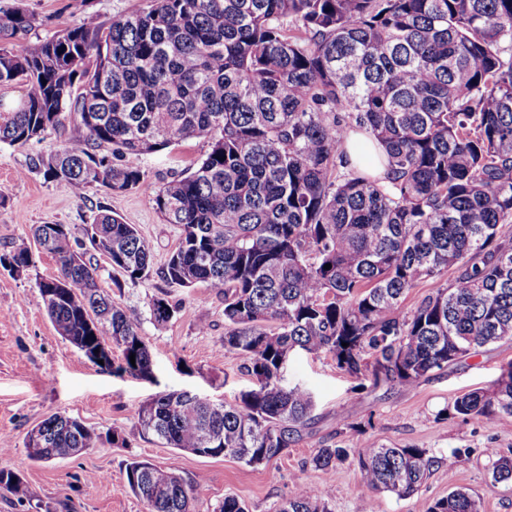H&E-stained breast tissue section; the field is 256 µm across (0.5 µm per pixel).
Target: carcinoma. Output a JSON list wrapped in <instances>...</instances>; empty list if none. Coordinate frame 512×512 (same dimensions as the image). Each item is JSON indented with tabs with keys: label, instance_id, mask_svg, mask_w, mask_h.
Instances as JSON below:
<instances>
[{
	"label": "carcinoma",
	"instance_id": "obj_1",
	"mask_svg": "<svg viewBox=\"0 0 512 512\" xmlns=\"http://www.w3.org/2000/svg\"><path fill=\"white\" fill-rule=\"evenodd\" d=\"M35 19L0 9V142L39 143L70 120L64 144L31 169L77 199L97 184L114 193L145 182L130 155L207 137L209 151L185 177L155 191L163 219L180 230L162 274L224 294V350L255 380L215 410L185 392H163L137 413L141 432L169 448L269 463L302 440L313 409L283 384L298 349L330 353L339 368L407 387L471 350L512 340V0H150L104 23L95 15L36 45ZM388 168L389 185L348 170L346 142ZM93 250L131 279L152 254L132 224L107 210L85 228ZM34 238L58 266L38 283L57 333L79 351L95 337L121 349L107 367L149 378L152 358L138 311L99 286L98 259L77 250L62 224ZM27 270L25 244L0 255ZM331 265L325 269L324 265ZM453 268L409 314L407 292ZM65 281L76 303L51 288ZM158 324L174 308L150 303ZM347 346H342V343ZM135 362H130V355ZM447 416L497 423L512 417V362L494 386L458 396ZM36 428L35 462L77 456L99 437L55 414ZM492 485L512 482V454L485 449ZM354 458L367 485L417 494L433 460L425 448H320L326 473ZM128 487L146 512H193V490L173 468L133 460ZM0 492H37L0 466ZM467 488L427 500L424 512H480ZM277 512H329L299 484Z\"/></svg>",
	"mask_w": 512,
	"mask_h": 512
}]
</instances>
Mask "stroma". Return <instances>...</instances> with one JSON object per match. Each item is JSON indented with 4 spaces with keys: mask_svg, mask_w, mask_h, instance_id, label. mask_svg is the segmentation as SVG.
Masks as SVG:
<instances>
[{
    "mask_svg": "<svg viewBox=\"0 0 512 512\" xmlns=\"http://www.w3.org/2000/svg\"><path fill=\"white\" fill-rule=\"evenodd\" d=\"M146 5L147 0H0L2 8L19 6L34 15L26 36L31 44L78 25L87 15L107 23ZM67 137L61 130L38 144L0 143V254L24 242L35 261L21 273L0 266V438L13 448L0 464L18 472L40 500L34 508L0 495V512H145L125 476L126 464L135 459L176 468L194 489V512H213L227 495L238 497L248 512H275L302 481L318 487L329 512H421L424 501L459 487L479 495L482 512H512V486L491 484L485 455L489 448L512 450V418L492 425L442 414L456 397L492 387L512 362V341L473 350L410 388L356 378L325 352L296 353L286 381L311 392L313 419L298 444L265 466L196 456L142 434L137 411L158 393L189 391L232 403L253 385L238 356L224 348L223 295L203 285L168 283L161 274L180 230L156 211L153 195L162 184L186 175L208 152L209 141L198 137L163 153L128 156V163L146 174L142 186L124 193L97 186L79 200L31 169L36 153L61 147ZM102 207L135 225L152 252L151 272L139 280L113 270L108 260L100 262L103 289L142 314L141 334L152 356L148 379L117 375L90 362L56 332L37 286L39 279L55 276L57 266L33 238V226L63 224L80 240ZM156 298L175 309L167 323H155L150 316ZM56 413L80 419L100 435L99 444L77 457L31 461L27 432ZM116 427L124 436L118 444L110 440ZM365 439L429 450L434 464L418 495L400 499L373 491L351 459L329 475L311 463L320 448H350ZM459 448L470 451L461 461L453 456Z\"/></svg>",
    "mask_w": 512,
    "mask_h": 512,
    "instance_id": "35a3bbf8",
    "label": "stroma"
}]
</instances>
